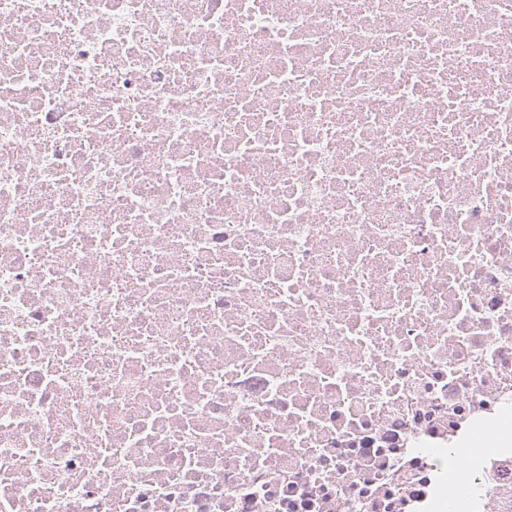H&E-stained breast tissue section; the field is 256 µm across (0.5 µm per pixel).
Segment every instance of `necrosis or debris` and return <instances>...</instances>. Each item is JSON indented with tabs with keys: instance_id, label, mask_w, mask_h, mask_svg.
Returning a JSON list of instances; mask_svg holds the SVG:
<instances>
[{
	"instance_id": "1",
	"label": "necrosis or debris",
	"mask_w": 512,
	"mask_h": 512,
	"mask_svg": "<svg viewBox=\"0 0 512 512\" xmlns=\"http://www.w3.org/2000/svg\"><path fill=\"white\" fill-rule=\"evenodd\" d=\"M510 496L512 0H0V512Z\"/></svg>"
}]
</instances>
